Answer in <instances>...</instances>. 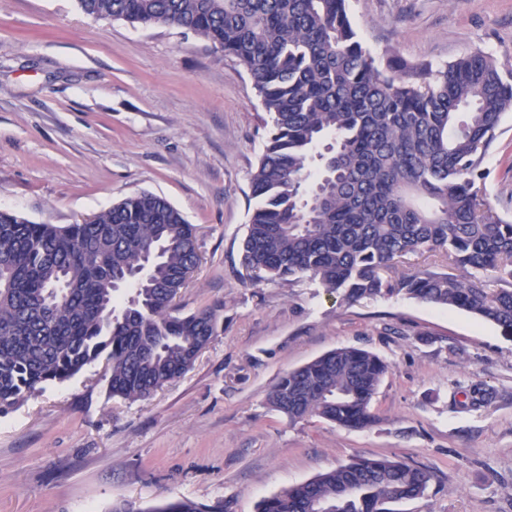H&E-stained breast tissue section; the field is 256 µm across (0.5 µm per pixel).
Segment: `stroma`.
Returning a JSON list of instances; mask_svg holds the SVG:
<instances>
[{"label": "stroma", "instance_id": "stroma-1", "mask_svg": "<svg viewBox=\"0 0 512 512\" xmlns=\"http://www.w3.org/2000/svg\"><path fill=\"white\" fill-rule=\"evenodd\" d=\"M348 12L374 56L442 66L480 49L512 68V0H349ZM263 118L247 71L192 32L95 18L76 0H0V211L67 225L161 196L197 228L200 263L176 308L218 315L193 368L147 399L110 396L100 360L0 414V512L168 499L256 512L377 456L433 475L402 512H512V338L462 311L396 295L348 303L242 266ZM481 169L512 221V114ZM340 347L389 366L372 426L272 410L285 372ZM477 388L488 397L475 405Z\"/></svg>", "mask_w": 512, "mask_h": 512}]
</instances>
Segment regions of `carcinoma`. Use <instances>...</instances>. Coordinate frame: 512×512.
Instances as JSON below:
<instances>
[{
    "mask_svg": "<svg viewBox=\"0 0 512 512\" xmlns=\"http://www.w3.org/2000/svg\"><path fill=\"white\" fill-rule=\"evenodd\" d=\"M96 18L192 31L250 74L268 115L250 177L241 264L272 282L307 278L348 303L403 295L458 309L512 336V223L490 206L480 165L512 112V70L470 51L445 66L376 58L347 0H78ZM440 253L463 275L386 277ZM200 258L194 225L141 193L77 224L0 211V410L106 360L111 396H151L194 365L217 312L175 315ZM497 287H491V284ZM133 287L116 312L114 293ZM388 365L331 350L285 373L267 403L292 422L363 429ZM430 471L358 458L264 499L258 512H393ZM110 512H224L185 499Z\"/></svg>",
    "mask_w": 512,
    "mask_h": 512,
    "instance_id": "cac0c4a2",
    "label": "carcinoma"
}]
</instances>
